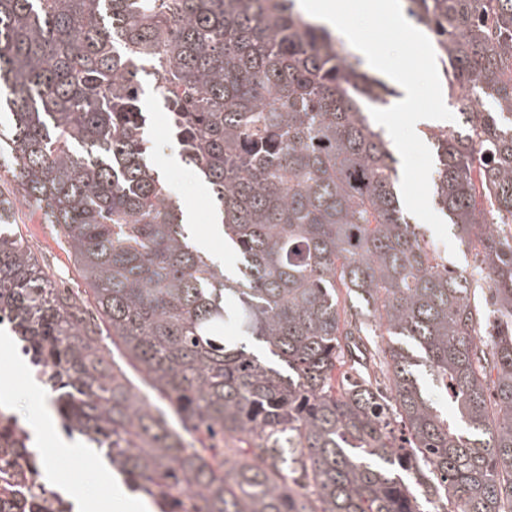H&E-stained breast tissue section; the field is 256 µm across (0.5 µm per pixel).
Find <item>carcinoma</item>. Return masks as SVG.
Listing matches in <instances>:
<instances>
[{"label":"carcinoma","instance_id":"cac0c4a2","mask_svg":"<svg viewBox=\"0 0 512 512\" xmlns=\"http://www.w3.org/2000/svg\"><path fill=\"white\" fill-rule=\"evenodd\" d=\"M409 2L462 116L431 133L436 200L481 256L478 280L404 213L397 160L365 115L388 86L295 0H0V163L16 184L0 196V317L49 366L64 428L153 500L512 512V0ZM145 76L212 188L236 278L193 244L147 159ZM18 202L67 245L180 428L14 238ZM373 319L395 337L374 352L358 345ZM228 320L246 342L224 341Z\"/></svg>","mask_w":512,"mask_h":512}]
</instances>
